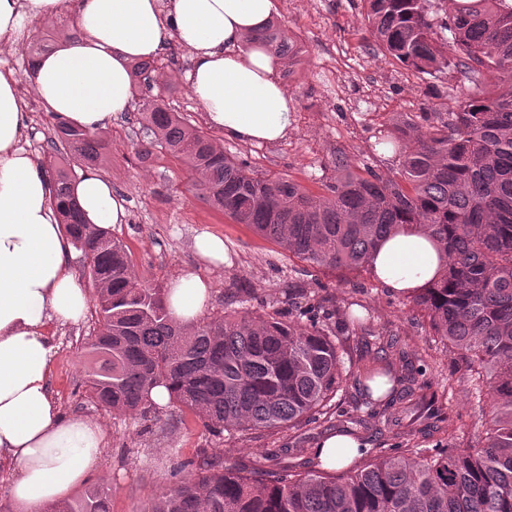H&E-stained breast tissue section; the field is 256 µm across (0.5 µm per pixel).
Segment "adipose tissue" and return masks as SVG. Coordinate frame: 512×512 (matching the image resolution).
<instances>
[{
    "instance_id": "adipose-tissue-1",
    "label": "adipose tissue",
    "mask_w": 512,
    "mask_h": 512,
    "mask_svg": "<svg viewBox=\"0 0 512 512\" xmlns=\"http://www.w3.org/2000/svg\"><path fill=\"white\" fill-rule=\"evenodd\" d=\"M274 10V0H0V44L28 42L34 21L69 20L76 37L34 61L30 86L45 111L89 132L129 111L132 61L180 46L207 125L230 140L276 143L292 131L293 98L279 77L280 59L246 40ZM20 83L0 61V458L12 465L11 499L41 512L85 481L105 433L97 422L63 416L50 390L56 347L47 327L78 323L89 299L69 264L72 244L58 222L50 178L23 146L30 119ZM72 194L86 223H124L125 210L101 173L82 171ZM437 269L434 241L404 227L378 247L372 273L408 296ZM211 296L209 281L181 271L165 304L190 328Z\"/></svg>"
}]
</instances>
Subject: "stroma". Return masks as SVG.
Listing matches in <instances>:
<instances>
[{
	"mask_svg": "<svg viewBox=\"0 0 512 512\" xmlns=\"http://www.w3.org/2000/svg\"><path fill=\"white\" fill-rule=\"evenodd\" d=\"M276 6V22L303 46L291 72L280 75L294 99L293 132L273 144L228 141L214 130H208L210 138L227 154L246 160L255 176L285 175L316 195L324 194L334 177L332 159L339 150L380 175L396 172L398 157L387 158L377 150L392 119L400 114L415 119L453 107L460 75L451 71L420 77L386 58L363 25L362 0H276ZM157 67L153 93L162 94L187 124L207 130L185 79L187 52L170 47ZM141 108V100H133L131 111L101 131L107 147L96 164L126 210V222L112 225L110 233L124 246L140 284L164 287L182 269H196L213 286L206 312L210 318L240 300H251L263 313L286 308L291 297L303 306L321 304L353 314L346 357L366 353L369 333L395 335L410 358L424 360L435 387L452 388L460 415L457 447H467L483 434L486 418L472 396L464 363L455 349L433 335L426 318L366 271L334 274L310 267L248 226L234 223L200 197L186 167L167 151L156 147L149 155H139L147 141L138 124ZM204 233L223 238L222 267L199 257L195 239ZM98 328L99 315L92 307L81 323H53L48 329L57 347L50 385L61 412L96 421L106 431L97 467L85 484L71 490L70 500L103 487L109 492L111 512H144L171 482V449L191 458L204 448L231 465L291 441L313 449L329 433L328 425L318 422L289 434L215 436L195 414L172 403L145 419L98 408L89 402L83 385Z\"/></svg>",
	"mask_w": 512,
	"mask_h": 512,
	"instance_id": "stroma-1",
	"label": "stroma"
}]
</instances>
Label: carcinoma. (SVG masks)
<instances>
[{
    "label": "carcinoma",
    "instance_id": "carcinoma-1",
    "mask_svg": "<svg viewBox=\"0 0 512 512\" xmlns=\"http://www.w3.org/2000/svg\"><path fill=\"white\" fill-rule=\"evenodd\" d=\"M431 2L364 0L365 24L384 53L415 72H483L486 87L461 93L453 109L431 113L424 126L395 119L383 143L402 161L390 177L356 166L339 149L336 176L316 196L286 176H254L159 95L143 104L141 120L151 146L200 176L210 205L320 270L367 269L387 235L423 228L440 267L410 303L468 360L472 395L489 402L486 436L454 445L453 395L422 379L423 369L393 338L377 337L372 357L344 367L330 314L318 307L259 314L243 300L192 329L180 325L164 289L139 284L122 245L85 223L69 174L57 169L61 224L89 259L97 293L99 344L91 346L96 360L85 387L98 407L145 417L156 412L150 390L164 385L170 402L217 435L290 429L317 414L364 425V411L397 439L407 435V419L426 441L448 436L446 448H380L377 461L339 476L272 467L283 448L228 466L202 448L173 460L175 484L146 512H512V0H449L436 24ZM441 31L452 43L438 41ZM255 40L294 60L281 26L270 23ZM154 71L149 61L134 64V89L151 88ZM48 143L87 162L105 149L62 120ZM349 378L362 397L350 412L332 405ZM54 512H110L109 494L92 489Z\"/></svg>",
    "mask_w": 512,
    "mask_h": 512
}]
</instances>
